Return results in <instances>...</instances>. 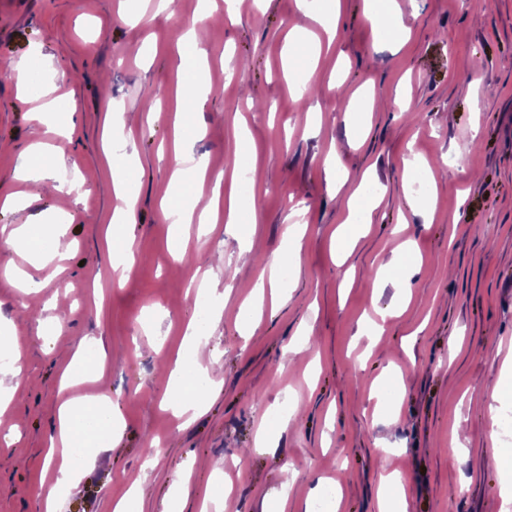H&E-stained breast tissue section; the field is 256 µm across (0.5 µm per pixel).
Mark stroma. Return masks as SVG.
I'll use <instances>...</instances> for the list:
<instances>
[{"mask_svg":"<svg viewBox=\"0 0 512 512\" xmlns=\"http://www.w3.org/2000/svg\"><path fill=\"white\" fill-rule=\"evenodd\" d=\"M120 0H0V193L25 203L0 211V226L62 223L65 258L23 263L43 292L27 301L0 275V342L22 349L23 372L0 415V512H38L56 477L45 459L57 424L59 387L71 355L62 343L92 341L102 367L72 388L108 394L124 428L85 457L78 485L58 512H112L134 483L138 512H311L325 486L338 512H379L382 473L399 471L406 512H512V463L490 464L489 393L512 380L500 343L512 338V0H398L408 36L391 45L364 17V0H341L336 34L323 47L316 91L300 99L285 48L300 29L317 31L296 0L265 10L225 0H172L168 12L129 19ZM205 88L188 119L200 138L186 153L205 161L202 200L240 192L257 204L252 224L173 227L158 185L173 167L174 113L187 86L177 70L181 36L202 9ZM38 64L41 82L21 104L19 60ZM479 62L478 83L465 71ZM59 101L71 136L33 120L43 93ZM131 131L127 154L136 223L134 272L115 279L112 215L123 200L112 182L113 106ZM417 120H409V113ZM246 148H239L238 128ZM53 147L57 173L76 191L14 181L34 142ZM465 155L413 185L418 158ZM335 155L334 167L325 159ZM222 175L214 186L213 175ZM376 185L370 217L350 219L347 200ZM309 210L298 218V202ZM65 219H57L56 208ZM306 222L300 264L279 281V308L264 304L258 329L242 333L239 310L267 263L282 253L286 227ZM214 306L198 349L210 374L204 408L184 423L162 375L197 319L191 280L207 266ZM311 355L286 348L303 330ZM461 338L449 353V338ZM299 408L293 425L271 412ZM238 464L245 478L208 503L222 480L214 463ZM303 493L279 499L283 465ZM189 482L171 488L175 471Z\"/></svg>","mask_w":512,"mask_h":512,"instance_id":"35a3bbf8","label":"stroma"}]
</instances>
